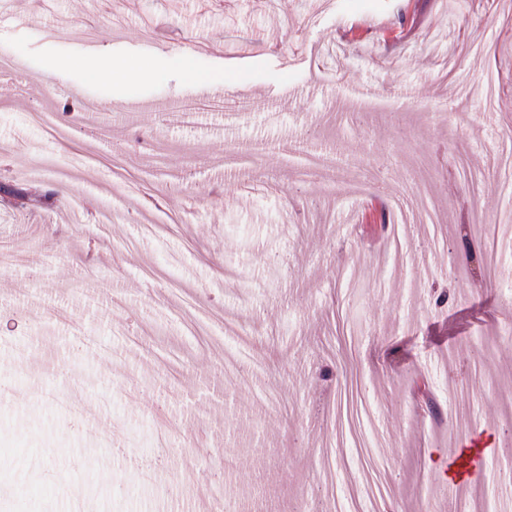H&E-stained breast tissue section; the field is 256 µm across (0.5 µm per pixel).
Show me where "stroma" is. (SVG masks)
<instances>
[{
  "label": "stroma",
  "instance_id": "1",
  "mask_svg": "<svg viewBox=\"0 0 512 512\" xmlns=\"http://www.w3.org/2000/svg\"><path fill=\"white\" fill-rule=\"evenodd\" d=\"M60 20L66 40L44 39ZM88 42L156 74L56 73ZM185 52L223 101L186 78ZM1 55L37 86L0 80V187L34 198L0 206V512H317L326 495L356 512L374 438L411 506L439 499L459 439L512 440V236L493 253L464 238L512 213L494 163L512 0H0ZM407 178L429 183L441 254L421 224L400 256L367 244V196L333 191L364 181L389 223ZM152 196L165 216L145 236ZM91 236L109 265L88 263ZM244 347L262 377L227 367ZM452 411L478 422L455 430ZM511 467L486 457L476 512H512Z\"/></svg>",
  "mask_w": 512,
  "mask_h": 512
}]
</instances>
